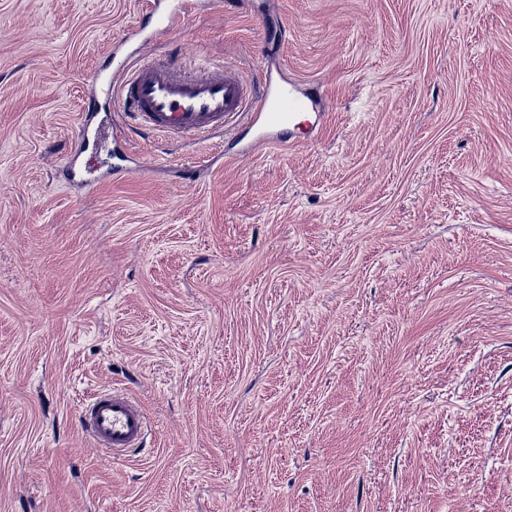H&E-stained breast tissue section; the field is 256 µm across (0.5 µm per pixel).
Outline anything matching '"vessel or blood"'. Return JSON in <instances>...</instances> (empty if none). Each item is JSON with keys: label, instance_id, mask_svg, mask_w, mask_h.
I'll return each mask as SVG.
<instances>
[{"label": "vessel or blood", "instance_id": "obj_1", "mask_svg": "<svg viewBox=\"0 0 512 512\" xmlns=\"http://www.w3.org/2000/svg\"><path fill=\"white\" fill-rule=\"evenodd\" d=\"M188 6V0H175L169 12L148 10L149 36L133 31L130 51L107 52L89 76L92 87H107L121 103L124 116L154 134L201 139L246 111L251 112L256 131L254 146L293 144L312 133L313 124L298 123L297 118L321 108L314 88L302 89L289 81L256 96L231 71L191 70L148 60L152 37L168 32ZM78 418L84 432L113 458L139 447L149 430L144 411L116 390L96 393Z\"/></svg>", "mask_w": 512, "mask_h": 512}]
</instances>
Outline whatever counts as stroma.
Returning <instances> with one entry per match:
<instances>
[{
    "mask_svg": "<svg viewBox=\"0 0 512 512\" xmlns=\"http://www.w3.org/2000/svg\"><path fill=\"white\" fill-rule=\"evenodd\" d=\"M145 2L0 0V512H512V0H199L154 55L316 85L318 135L126 125L108 177ZM92 101H94V102L96 101V97L94 95L90 99V102H92ZM90 102L88 105V110H87L88 112H84V116H83L84 117V119H83L84 131L88 132L90 125L96 124L95 132H94L95 135L98 138L100 136H103V138H104L106 131L108 132V130L110 128L112 129V134H113V136H112V158L118 161L113 164L114 166H112V171H113V169L117 172L123 171L126 168L120 162H125L126 158H127L126 141H125V139L117 136V134H118V132H120V130H118V128L116 126V121L114 120L115 113L112 116V112H109L110 114L99 119L98 118L99 112H89ZM78 418L84 432L113 459L139 447L149 430L144 411L116 390L96 393L81 408Z\"/></svg>",
    "mask_w": 512,
    "mask_h": 512,
    "instance_id": "35a3bbf8",
    "label": "stroma"
}]
</instances>
